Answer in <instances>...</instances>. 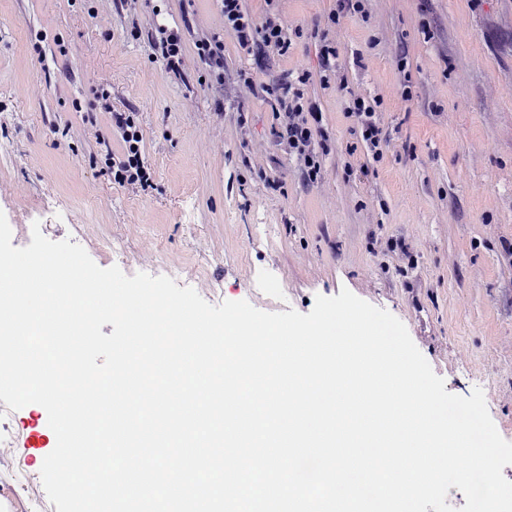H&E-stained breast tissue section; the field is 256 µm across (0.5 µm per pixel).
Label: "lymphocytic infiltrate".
<instances>
[{
    "label": "lymphocytic infiltrate",
    "instance_id": "f902f5d3",
    "mask_svg": "<svg viewBox=\"0 0 512 512\" xmlns=\"http://www.w3.org/2000/svg\"><path fill=\"white\" fill-rule=\"evenodd\" d=\"M224 13V27L232 31L241 48L256 51L257 54L286 55L292 45V34L286 23L279 17L268 15L256 19L243 7L242 0H221ZM310 74L305 68H298L296 74H285L273 87L272 93L281 106L273 134L277 142L287 146L301 162L309 181H316L321 170L317 138L321 134L320 119L308 106L305 88ZM377 103L364 98H352L347 115L354 121V132L369 147L373 157L382 154V129L377 119ZM112 126L121 133L124 143L120 156H108L107 166L115 183L120 185L148 188L150 173L143 159V140L137 113L115 112L111 115Z\"/></svg>",
    "mask_w": 512,
    "mask_h": 512
}]
</instances>
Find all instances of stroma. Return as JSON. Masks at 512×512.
Listing matches in <instances>:
<instances>
[{"instance_id": "stroma-1", "label": "stroma", "mask_w": 512, "mask_h": 512, "mask_svg": "<svg viewBox=\"0 0 512 512\" xmlns=\"http://www.w3.org/2000/svg\"><path fill=\"white\" fill-rule=\"evenodd\" d=\"M243 5L302 28L288 55L242 50L217 0H0V213L12 246L37 227L102 268L178 272V287L214 306L306 314L316 296L349 290L405 325L446 391L481 389L512 442V0H366L365 16L335 25L336 0ZM159 22L184 33L179 72L153 47ZM323 32L341 45L348 92L318 75ZM202 36L224 42L223 90L204 80ZM300 66L329 148L309 185L261 91ZM354 94L381 103V158L349 133ZM130 107L145 190L115 183L105 163L123 145L110 115ZM11 416L17 455L40 473L53 449L46 410Z\"/></svg>"}]
</instances>
